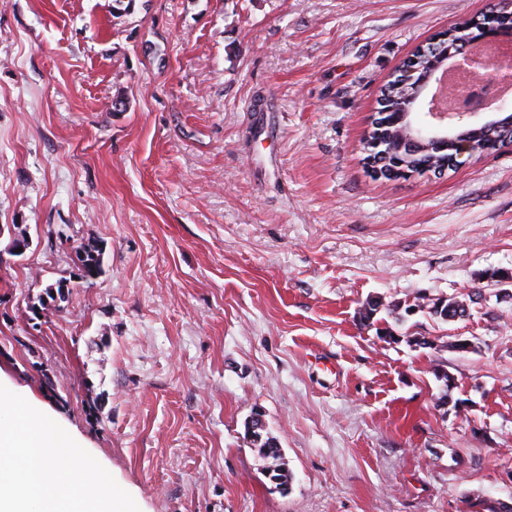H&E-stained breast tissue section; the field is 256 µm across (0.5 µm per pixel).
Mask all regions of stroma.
Here are the masks:
<instances>
[{
    "mask_svg": "<svg viewBox=\"0 0 512 512\" xmlns=\"http://www.w3.org/2000/svg\"><path fill=\"white\" fill-rule=\"evenodd\" d=\"M490 3L0 0V382L140 512L512 504V145L387 181L361 144L411 52ZM475 290L460 321L404 311ZM99 252L89 247L80 246L75 251L77 269L79 278L93 279L100 272Z\"/></svg>",
    "mask_w": 512,
    "mask_h": 512,
    "instance_id": "obj_1",
    "label": "stroma"
}]
</instances>
